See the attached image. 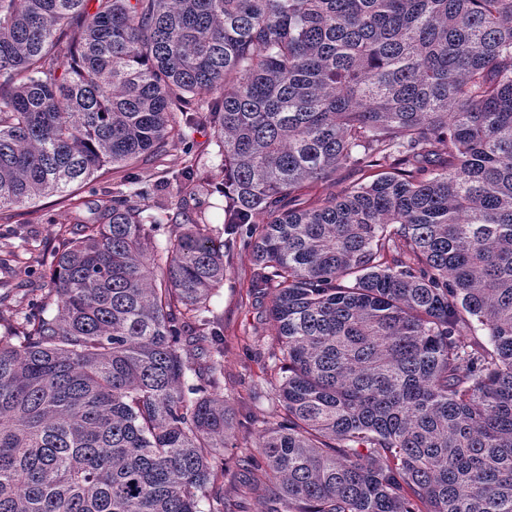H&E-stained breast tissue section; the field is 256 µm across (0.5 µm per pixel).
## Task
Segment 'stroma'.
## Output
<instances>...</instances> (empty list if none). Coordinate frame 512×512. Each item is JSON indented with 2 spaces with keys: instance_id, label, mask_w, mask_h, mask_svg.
Wrapping results in <instances>:
<instances>
[{
  "instance_id": "stroma-1",
  "label": "stroma",
  "mask_w": 512,
  "mask_h": 512,
  "mask_svg": "<svg viewBox=\"0 0 512 512\" xmlns=\"http://www.w3.org/2000/svg\"><path fill=\"white\" fill-rule=\"evenodd\" d=\"M126 175V170L107 167L72 185L67 195L45 196L0 213V257L8 259L0 266V333L30 309L22 288L47 286L60 239L76 224L90 221L98 201L111 197ZM252 270L249 248L237 247L210 302V318L219 323L224 344V374L214 392L223 397L233 422L228 447L218 449L212 460L224 473L226 512H266L264 469L241 460L255 454L262 423L277 420L280 413L271 373L277 348L266 317L269 301L252 290Z\"/></svg>"
}]
</instances>
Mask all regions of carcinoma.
<instances>
[{
	"label": "carcinoma",
	"mask_w": 512,
	"mask_h": 512,
	"mask_svg": "<svg viewBox=\"0 0 512 512\" xmlns=\"http://www.w3.org/2000/svg\"><path fill=\"white\" fill-rule=\"evenodd\" d=\"M177 112L224 228L183 197L160 246L149 169L62 239L0 334V512H202L232 420L197 322L240 243L266 512H512V0H0V211L164 163ZM183 129L186 141L192 147V153L208 166L214 167L215 172H218L217 165L220 163V159L215 157V147L209 129L202 125L184 127Z\"/></svg>",
	"instance_id": "obj_1"
}]
</instances>
